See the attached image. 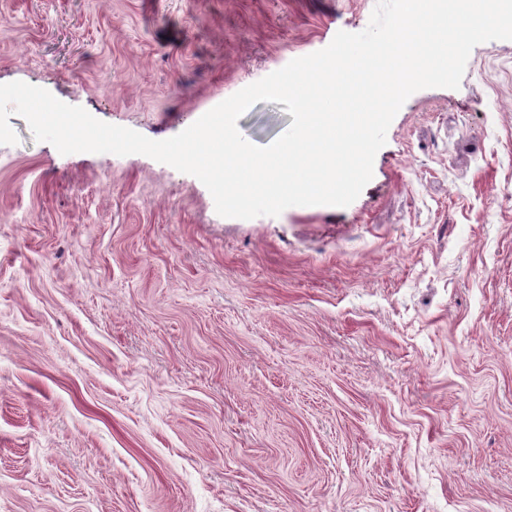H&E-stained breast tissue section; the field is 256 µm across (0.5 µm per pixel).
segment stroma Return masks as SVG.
Returning a JSON list of instances; mask_svg holds the SVG:
<instances>
[{"label":"stroma","mask_w":512,"mask_h":512,"mask_svg":"<svg viewBox=\"0 0 512 512\" xmlns=\"http://www.w3.org/2000/svg\"><path fill=\"white\" fill-rule=\"evenodd\" d=\"M375 4L0 0V84L165 140ZM9 123L0 512H512V41L411 95L345 207L225 218Z\"/></svg>","instance_id":"1"}]
</instances>
